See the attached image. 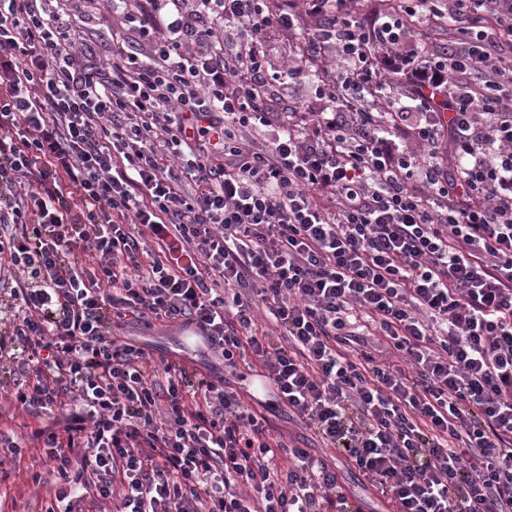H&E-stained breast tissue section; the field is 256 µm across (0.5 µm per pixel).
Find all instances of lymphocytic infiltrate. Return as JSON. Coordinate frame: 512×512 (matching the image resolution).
Returning <instances> with one entry per match:
<instances>
[{
  "label": "lymphocytic infiltrate",
  "mask_w": 512,
  "mask_h": 512,
  "mask_svg": "<svg viewBox=\"0 0 512 512\" xmlns=\"http://www.w3.org/2000/svg\"><path fill=\"white\" fill-rule=\"evenodd\" d=\"M355 2L128 0L140 40L90 66L104 0H0V417L41 418L0 459L38 451L44 512H362L280 405L397 512H512V0ZM271 27L330 111L273 120ZM127 330L129 332L126 334L136 336L140 342L146 343L155 355L165 354L173 360L188 363L199 369H202L208 362L214 361L203 341L189 338L178 326L161 327L156 325L151 329L134 326Z\"/></svg>",
  "instance_id": "1"
}]
</instances>
